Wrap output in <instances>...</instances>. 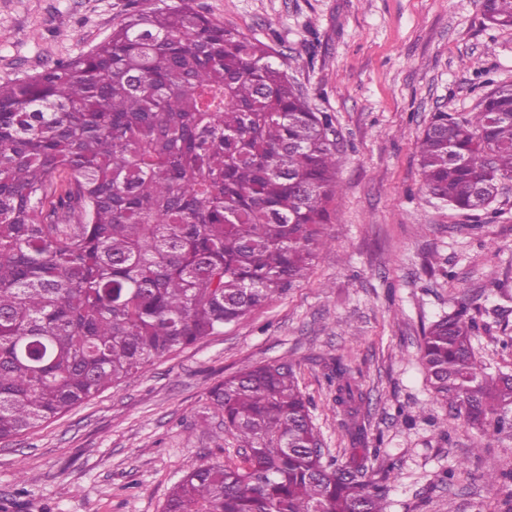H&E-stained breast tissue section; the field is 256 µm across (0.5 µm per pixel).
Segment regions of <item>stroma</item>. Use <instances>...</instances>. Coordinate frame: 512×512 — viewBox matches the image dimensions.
<instances>
[{
    "mask_svg": "<svg viewBox=\"0 0 512 512\" xmlns=\"http://www.w3.org/2000/svg\"><path fill=\"white\" fill-rule=\"evenodd\" d=\"M164 2L0 0V80L87 53L127 9ZM194 4L268 45L329 114L340 188L326 244L307 279L222 333L0 441V512H162L185 471L235 457L208 391L260 362L294 366L332 458L348 439L328 376L340 363L354 371L389 512H512L483 477L488 461L512 474V431L474 457L477 430L436 401L419 362L423 326L466 301L476 354L489 373L512 372L501 344L512 335V180L469 215L426 192L417 149L433 113L473 111L512 83V28L487 26L481 0Z\"/></svg>",
    "mask_w": 512,
    "mask_h": 512,
    "instance_id": "obj_1",
    "label": "stroma"
}]
</instances>
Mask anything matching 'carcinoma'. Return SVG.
I'll return each instance as SVG.
<instances>
[{
    "label": "carcinoma",
    "instance_id": "cac0c4a2",
    "mask_svg": "<svg viewBox=\"0 0 512 512\" xmlns=\"http://www.w3.org/2000/svg\"><path fill=\"white\" fill-rule=\"evenodd\" d=\"M512 27V0H482ZM324 112L264 43L193 0L125 14L94 50L0 82V441L221 333L293 287L325 245L339 189ZM426 191L486 211L512 179V84L473 112L433 113ZM465 303L423 330L436 400L477 428L512 429V374L487 371ZM346 416L342 464L314 445L287 362L246 365L209 390L238 458L200 464L163 512H388L352 370L329 376Z\"/></svg>",
    "mask_w": 512,
    "mask_h": 512
}]
</instances>
